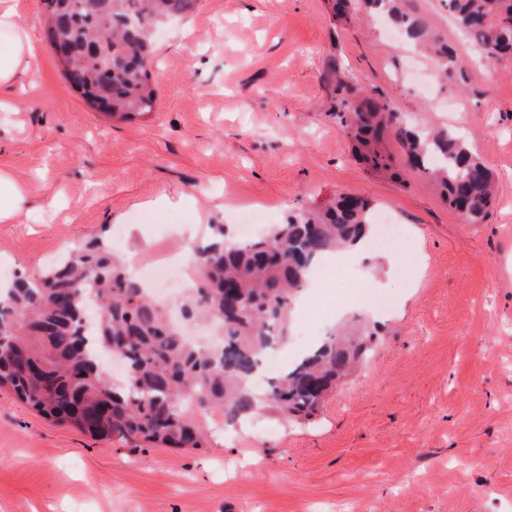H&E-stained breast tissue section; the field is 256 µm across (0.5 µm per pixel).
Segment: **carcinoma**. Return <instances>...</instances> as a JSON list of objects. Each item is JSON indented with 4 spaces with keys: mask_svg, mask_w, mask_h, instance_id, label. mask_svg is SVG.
<instances>
[{
    "mask_svg": "<svg viewBox=\"0 0 512 512\" xmlns=\"http://www.w3.org/2000/svg\"><path fill=\"white\" fill-rule=\"evenodd\" d=\"M197 0H44V33L69 56L70 87L93 109L130 118L155 110L153 30L189 16ZM407 0H328L336 20L380 15L434 55L438 74H454L455 52L433 36ZM463 35L490 62L512 60V0H446ZM336 119L355 156L376 175L407 185L380 145L401 143L407 165L431 177L441 200L470 224L494 202L493 173L465 138L423 136L381 97L336 81ZM375 207L339 192L324 208L304 209L247 242L225 238L194 251V288L182 301L192 320L221 329L216 348L190 343L164 309L99 240L81 245L60 265L7 285L0 307V390L39 415L94 438L143 445L202 448L205 437L181 407L190 396L239 420L268 410L302 423L316 417L337 383L362 363L365 327L331 333L301 362L270 379L263 397L246 389L264 352L288 338L290 312L317 259L375 236ZM124 357L123 385L112 386L98 354Z\"/></svg>",
    "mask_w": 512,
    "mask_h": 512,
    "instance_id": "carcinoma-1",
    "label": "carcinoma"
}]
</instances>
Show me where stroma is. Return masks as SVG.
Wrapping results in <instances>:
<instances>
[{"label":"stroma","instance_id":"obj_1","mask_svg":"<svg viewBox=\"0 0 512 512\" xmlns=\"http://www.w3.org/2000/svg\"><path fill=\"white\" fill-rule=\"evenodd\" d=\"M43 0H23L39 61L0 99V173L26 192L0 222V262L31 277L105 240L131 271L169 236L238 234L241 214L285 223L343 189L399 227L348 276L309 282L291 312L286 367L339 324L375 329L366 363L311 422L262 411L228 425L196 409L204 448L131 450L56 424L0 391V512H512V62L467 47L440 0H409L454 47L457 76L391 39L378 20L334 25L327 0H198L155 38V112L91 109L46 43ZM411 124L457 130L493 170L495 202L467 224L429 180L368 172L331 105L340 75ZM188 206H179V199ZM389 271L387 311L358 303L369 269Z\"/></svg>","mask_w":512,"mask_h":512}]
</instances>
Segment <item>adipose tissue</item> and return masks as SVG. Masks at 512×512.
Masks as SVG:
<instances>
[{
    "label": "adipose tissue",
    "instance_id": "ef3b65f1",
    "mask_svg": "<svg viewBox=\"0 0 512 512\" xmlns=\"http://www.w3.org/2000/svg\"><path fill=\"white\" fill-rule=\"evenodd\" d=\"M36 56L37 47L15 0H0V86L14 84Z\"/></svg>",
    "mask_w": 512,
    "mask_h": 512
}]
</instances>
